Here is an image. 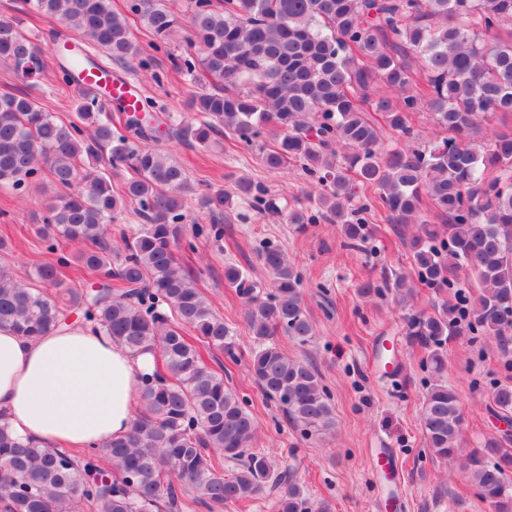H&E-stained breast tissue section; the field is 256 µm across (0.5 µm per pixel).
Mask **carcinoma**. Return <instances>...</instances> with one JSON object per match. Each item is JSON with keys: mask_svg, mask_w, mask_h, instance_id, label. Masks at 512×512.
Segmentation results:
<instances>
[{"mask_svg": "<svg viewBox=\"0 0 512 512\" xmlns=\"http://www.w3.org/2000/svg\"><path fill=\"white\" fill-rule=\"evenodd\" d=\"M33 7L69 29L96 65L106 58L147 69L154 54H170L185 21L191 51L173 57L174 66L216 83L191 101L203 117L197 124L175 123L143 100L122 107L125 122L116 126L106 107L81 91L64 122L30 94L0 93V187L22 194L50 179L62 193L46 205L37 234L52 252L57 239L87 245L72 259L62 253L38 268L30 284L0 266V326L35 337L64 323V309L44 291L51 286L131 354L151 352L161 361L143 383L130 431L106 445L108 485L93 480L96 454L23 444L0 424L4 512H80L86 502L95 512H179L187 489L217 505L262 501L276 490V512H326L295 469L253 448L255 417L203 359L211 349L234 354L233 333L175 255L183 210L195 194L190 176L148 142L175 134L205 147L220 128L258 149L265 167L297 163L312 178L317 211L291 209L288 223L326 220L354 245L368 235L366 214L382 210L392 224L418 223L408 249L420 282L440 292L462 275L475 288L465 321L446 305L408 317V335L426 350L433 377L422 429L431 455L465 456L461 469L478 495L494 512H512V441L489 437L462 454L460 399L443 380V348L462 323L512 342V126L484 127L490 116L512 112V0H187L184 16L167 0H126L120 9L112 0H33ZM135 18L151 34L144 46ZM411 53L420 79L406 62ZM0 61L28 80L46 70L41 47L2 15ZM424 110L442 136L421 144L410 115ZM270 125L281 137L268 148L259 138ZM387 129L404 144L383 150ZM239 189L263 209L283 212L253 183L244 180ZM361 192L364 203L349 208ZM128 201L138 204L142 224L121 235L120 252L107 233ZM197 203L211 223L193 221L195 233L221 237L216 217L229 198L217 192ZM427 207L442 223L419 220ZM262 259L273 276L265 296L239 267L224 270L246 298L255 342L250 372L301 437H320L335 426L330 394L313 365L289 358L273 341L279 329L302 343L313 334L302 281L281 249L267 247ZM74 261L97 277V288L80 291L60 278V268ZM385 290L400 303L413 295L402 275L382 288L372 280L360 287L364 296ZM491 400L511 414L512 385L495 386ZM226 461L236 463L227 473Z\"/></svg>", "mask_w": 512, "mask_h": 512, "instance_id": "1", "label": "carcinoma"}]
</instances>
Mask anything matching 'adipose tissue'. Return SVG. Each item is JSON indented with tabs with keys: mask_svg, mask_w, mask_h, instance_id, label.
<instances>
[{
	"mask_svg": "<svg viewBox=\"0 0 512 512\" xmlns=\"http://www.w3.org/2000/svg\"><path fill=\"white\" fill-rule=\"evenodd\" d=\"M152 354H131L93 324L36 338L0 328V415L42 448H103L132 425Z\"/></svg>",
	"mask_w": 512,
	"mask_h": 512,
	"instance_id": "ef3b65f1",
	"label": "adipose tissue"
}]
</instances>
